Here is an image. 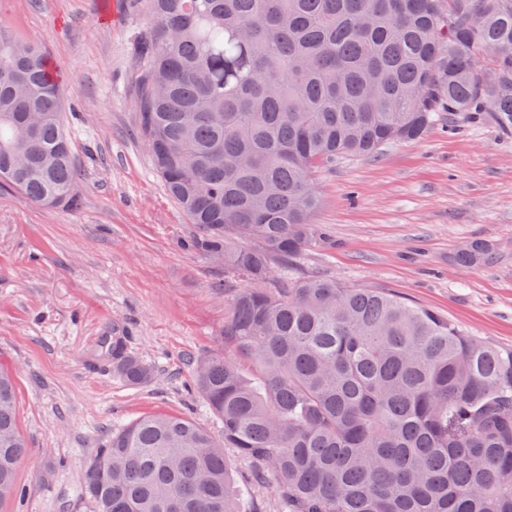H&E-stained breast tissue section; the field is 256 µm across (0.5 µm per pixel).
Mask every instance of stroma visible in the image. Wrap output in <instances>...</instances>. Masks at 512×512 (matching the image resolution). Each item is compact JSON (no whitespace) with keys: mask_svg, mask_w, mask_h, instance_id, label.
Wrapping results in <instances>:
<instances>
[{"mask_svg":"<svg viewBox=\"0 0 512 512\" xmlns=\"http://www.w3.org/2000/svg\"><path fill=\"white\" fill-rule=\"evenodd\" d=\"M147 22L126 0H0V26L42 42L64 78L80 173L74 210L0 188V368L16 378L29 445L21 496L0 512H89L86 464L138 416L221 430L191 375L224 325L220 287L240 281L191 248L195 228L139 137L129 69ZM315 184L318 234L297 272L397 293L512 346V134L440 112L422 138L336 158ZM476 239L493 259L459 264ZM116 336L152 366L147 383L113 374Z\"/></svg>","mask_w":512,"mask_h":512,"instance_id":"stroma-1","label":"stroma"}]
</instances>
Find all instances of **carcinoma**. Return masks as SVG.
<instances>
[{
    "label": "carcinoma",
    "instance_id": "cac0c4a2",
    "mask_svg": "<svg viewBox=\"0 0 512 512\" xmlns=\"http://www.w3.org/2000/svg\"><path fill=\"white\" fill-rule=\"evenodd\" d=\"M138 128L191 246L224 289L193 381L214 436L172 415L112 431L85 469L90 512H512V347L384 291L296 276L315 238L314 172L420 138L435 113L512 134V0H134ZM490 63L478 70L484 58ZM62 85L41 43L0 28V184L75 209ZM493 250L458 254L475 265ZM112 369L151 368L112 340ZM251 464L234 477L228 454ZM28 454L0 369V501ZM248 508L251 511L278 512L276 497L270 486L260 484L254 487Z\"/></svg>",
    "mask_w": 512,
    "mask_h": 512
}]
</instances>
